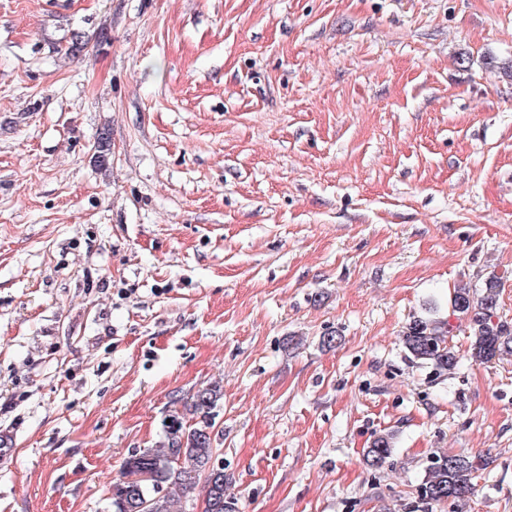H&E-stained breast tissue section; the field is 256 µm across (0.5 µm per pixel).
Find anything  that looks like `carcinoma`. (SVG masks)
<instances>
[{
	"instance_id": "obj_1",
	"label": "carcinoma",
	"mask_w": 512,
	"mask_h": 512,
	"mask_svg": "<svg viewBox=\"0 0 512 512\" xmlns=\"http://www.w3.org/2000/svg\"><path fill=\"white\" fill-rule=\"evenodd\" d=\"M496 288L498 282H489L479 299L470 288L454 289L448 298L447 317L410 321L403 334L405 348L437 371L452 370L458 360L448 338L458 323L469 320L474 360L484 363L512 354V328L497 316ZM222 397L221 386L210 384L198 389L184 402L183 409H174L179 429L173 431L164 424L165 441L160 446L139 451L121 464L120 476H125L129 468L146 469L153 474V482L134 494L121 491L118 481H113L107 512H188L185 492L201 482L205 488L203 512H238L237 499L225 495L224 470L208 469L217 452L212 437L213 410ZM392 453V437L383 434L364 450V457L369 466L379 468ZM488 464L482 456H433L426 469L427 478L417 489L419 500L428 507L444 503L459 506L472 492L475 473Z\"/></svg>"
}]
</instances>
